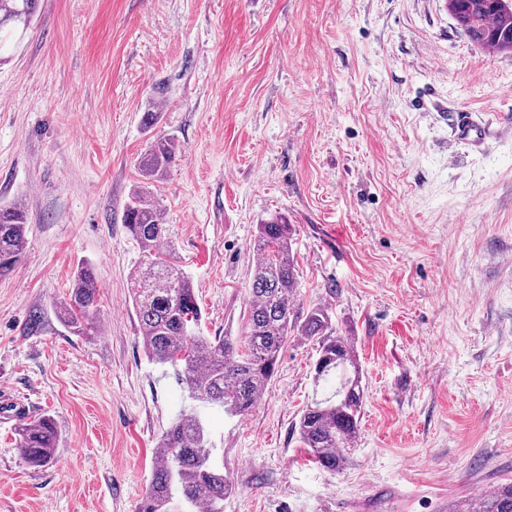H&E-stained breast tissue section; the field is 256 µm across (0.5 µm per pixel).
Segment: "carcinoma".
<instances>
[{
    "label": "carcinoma",
    "mask_w": 512,
    "mask_h": 512,
    "mask_svg": "<svg viewBox=\"0 0 512 512\" xmlns=\"http://www.w3.org/2000/svg\"><path fill=\"white\" fill-rule=\"evenodd\" d=\"M38 0H0V34H22L34 20ZM456 28L474 45L490 51H512V3L509 0H448ZM177 156L170 139L151 143L138 159L141 177L125 205L123 224L140 246L143 261L131 279L133 308L148 358L173 369L191 399L236 417L258 405L273 377L288 335L295 331L317 344V380L336 379V390L302 410L295 429L299 441L320 467L339 471L359 431L364 387L349 339L332 326L328 309L317 305L297 320L292 296L299 271L292 254V225L277 216L257 225L248 303L241 337L200 336L201 321L191 278L166 249L168 229L162 205L151 188L162 182ZM27 210L20 204L0 207V278L14 270L25 247ZM99 291L93 268L81 265L73 276L67 301L59 308L61 322L79 336L99 331ZM22 460L44 467L55 460L57 423L50 416L16 427ZM158 465L138 512H223L231 491L224 469L211 461L212 448L199 415L183 414L163 431ZM453 512H512V482L473 494Z\"/></svg>",
    "instance_id": "1"
}]
</instances>
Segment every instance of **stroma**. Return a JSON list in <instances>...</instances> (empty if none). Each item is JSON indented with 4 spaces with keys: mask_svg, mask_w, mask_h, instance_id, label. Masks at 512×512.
Listing matches in <instances>:
<instances>
[{
    "mask_svg": "<svg viewBox=\"0 0 512 512\" xmlns=\"http://www.w3.org/2000/svg\"><path fill=\"white\" fill-rule=\"evenodd\" d=\"M462 109L512 118V53L471 44L446 0H38L0 49V205L27 208L0 279V512H137L191 412L233 484L224 512H448L512 481V135L472 150ZM157 138L179 148L154 192L202 335H239L257 226L292 224L294 310L327 306L362 370L343 470L295 430L324 393L313 342L289 336L242 418L148 360L123 211ZM82 263L91 337L58 317ZM9 395L55 419V463L23 462Z\"/></svg>",
    "mask_w": 512,
    "mask_h": 512,
    "instance_id": "35a3bbf8",
    "label": "stroma"
}]
</instances>
